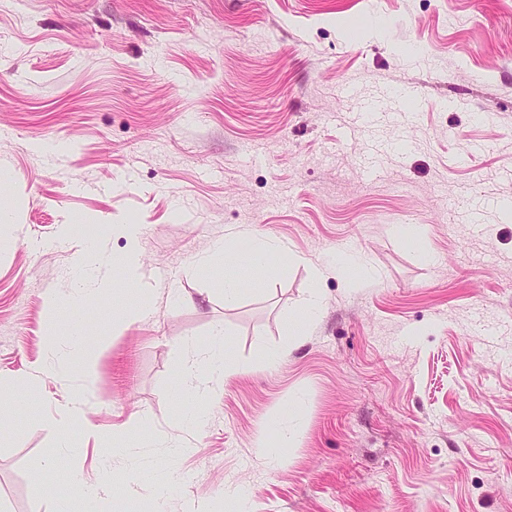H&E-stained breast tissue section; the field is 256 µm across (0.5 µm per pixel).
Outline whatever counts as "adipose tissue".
<instances>
[{"instance_id": "adipose-tissue-1", "label": "adipose tissue", "mask_w": 512, "mask_h": 512, "mask_svg": "<svg viewBox=\"0 0 512 512\" xmlns=\"http://www.w3.org/2000/svg\"><path fill=\"white\" fill-rule=\"evenodd\" d=\"M241 250L249 252L256 265L262 269L266 268L268 259L272 257L276 258L277 265L281 268L287 267L294 259L293 253L282 242L252 236L233 237L228 245L220 248L219 253L225 257L226 261L230 262ZM68 334L70 336L68 349L54 353L45 369L52 374L65 375L72 370L74 362H81V379L85 393L74 397L69 403L70 424L82 429L88 437L94 438L98 442H107L108 434L91 427L86 420V395L92 392L97 378L94 354L89 349L92 338L87 332L86 320L70 322Z\"/></svg>"}]
</instances>
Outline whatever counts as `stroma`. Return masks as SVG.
<instances>
[{"label": "stroma", "mask_w": 512, "mask_h": 512, "mask_svg": "<svg viewBox=\"0 0 512 512\" xmlns=\"http://www.w3.org/2000/svg\"><path fill=\"white\" fill-rule=\"evenodd\" d=\"M401 86L420 101L394 114ZM0 168V404L22 424L0 512H85L73 468L103 512H155L158 463L166 512H512V0H0ZM122 224L153 311L124 322L118 279L82 306L87 421L121 437L98 445L68 426L78 375L40 371L71 314L44 299L87 242L124 250ZM243 231L297 260L240 255L228 305L216 247ZM320 270L324 311L289 335ZM218 327L242 370L201 399L181 366ZM196 405L200 432L178 421ZM69 484L77 485L81 489V495L86 504L87 512H97L100 499L102 498V487L88 484L79 471L69 474Z\"/></svg>", "instance_id": "1"}]
</instances>
